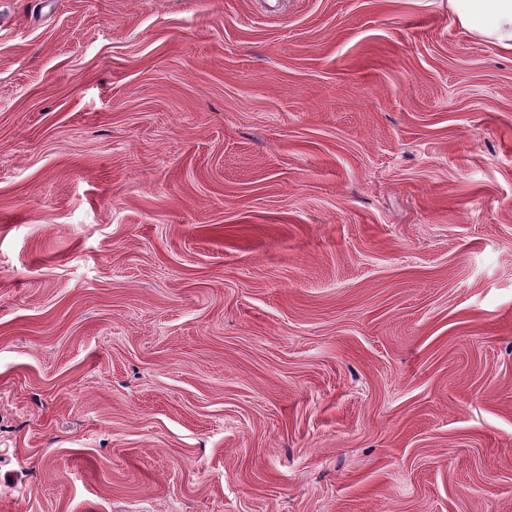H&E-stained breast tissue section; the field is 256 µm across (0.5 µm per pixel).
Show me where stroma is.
<instances>
[{
  "label": "stroma",
  "mask_w": 512,
  "mask_h": 512,
  "mask_svg": "<svg viewBox=\"0 0 512 512\" xmlns=\"http://www.w3.org/2000/svg\"><path fill=\"white\" fill-rule=\"evenodd\" d=\"M0 512H512V51L0 0Z\"/></svg>",
  "instance_id": "35a3bbf8"
}]
</instances>
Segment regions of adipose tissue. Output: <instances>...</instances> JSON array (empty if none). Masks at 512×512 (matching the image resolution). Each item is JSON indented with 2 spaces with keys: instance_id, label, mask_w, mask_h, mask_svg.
Listing matches in <instances>:
<instances>
[{
  "instance_id": "obj_1",
  "label": "adipose tissue",
  "mask_w": 512,
  "mask_h": 512,
  "mask_svg": "<svg viewBox=\"0 0 512 512\" xmlns=\"http://www.w3.org/2000/svg\"><path fill=\"white\" fill-rule=\"evenodd\" d=\"M448 7L470 34L512 50V0H448Z\"/></svg>"
}]
</instances>
